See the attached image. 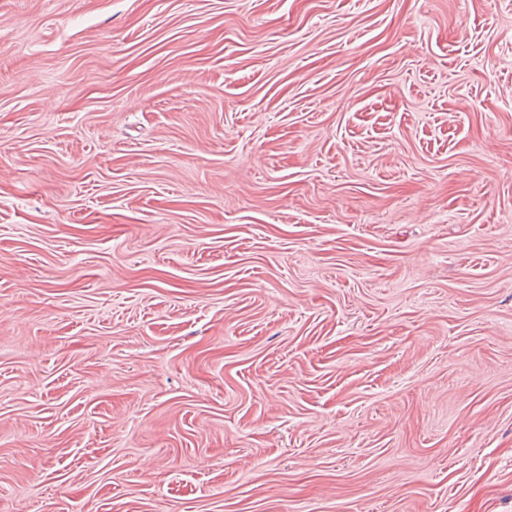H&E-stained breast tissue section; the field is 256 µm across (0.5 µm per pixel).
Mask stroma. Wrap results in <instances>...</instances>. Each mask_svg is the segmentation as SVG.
<instances>
[{
  "label": "stroma",
  "instance_id": "obj_1",
  "mask_svg": "<svg viewBox=\"0 0 512 512\" xmlns=\"http://www.w3.org/2000/svg\"><path fill=\"white\" fill-rule=\"evenodd\" d=\"M0 512H512V0H0Z\"/></svg>",
  "mask_w": 512,
  "mask_h": 512
}]
</instances>
